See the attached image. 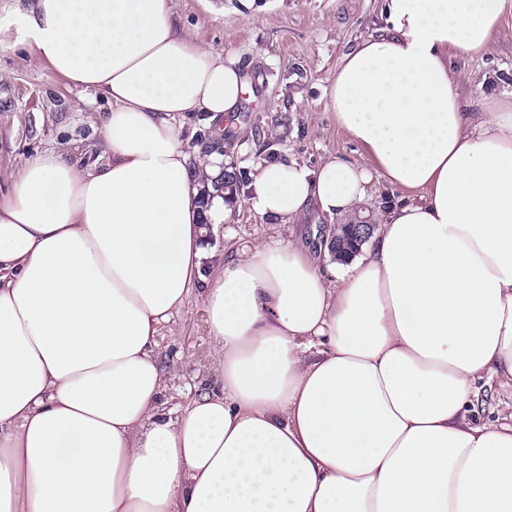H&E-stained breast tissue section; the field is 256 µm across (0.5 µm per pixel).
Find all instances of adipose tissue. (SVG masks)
<instances>
[{
	"mask_svg": "<svg viewBox=\"0 0 512 512\" xmlns=\"http://www.w3.org/2000/svg\"><path fill=\"white\" fill-rule=\"evenodd\" d=\"M512 0H382L384 25L327 90L372 164L268 160L258 215L360 212L402 197L359 253L281 240L213 261L199 205L225 164L193 161L247 92L167 0H38L35 56L100 92L105 151L49 150L0 203V512H512V420L469 416L512 389V107L470 111L454 60L483 54ZM199 290L221 382L164 410L158 338ZM402 195L403 192L400 189L386 187L383 183V180H378L375 176L371 188V199L369 200L368 205L364 206V209L370 210L371 213H374L382 204L386 202L387 197L398 199ZM383 206L384 205H382V207ZM480 393V403H476L473 413L476 421L480 423H493L500 418V412L504 409V403L511 404V390H504L494 384L493 388L487 386Z\"/></svg>",
	"mask_w": 512,
	"mask_h": 512,
	"instance_id": "adipose-tissue-1",
	"label": "adipose tissue"
}]
</instances>
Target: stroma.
<instances>
[{"instance_id":"1","label":"stroma","mask_w":512,"mask_h":512,"mask_svg":"<svg viewBox=\"0 0 512 512\" xmlns=\"http://www.w3.org/2000/svg\"><path fill=\"white\" fill-rule=\"evenodd\" d=\"M260 9L240 0H168L171 21L193 42L224 53L247 76L249 90L222 127L208 128L185 116V145L192 156L222 152L233 169L251 173L277 159L318 168L339 156L361 164L363 148L336 125L325 90L342 56L382 26L381 0H260ZM36 0H0V198L9 175L29 156L64 149L94 162L103 142L101 114L109 108L98 93L71 87L30 49L22 15ZM459 91L480 111L485 97L512 100V17L483 57L456 61ZM336 219L311 211L297 224H273L237 200L223 224L211 227L207 246L221 256L235 247L271 237L313 244L314 232ZM162 366L174 383L169 406L185 404L211 390L212 356L202 298L192 291L159 339Z\"/></svg>"}]
</instances>
